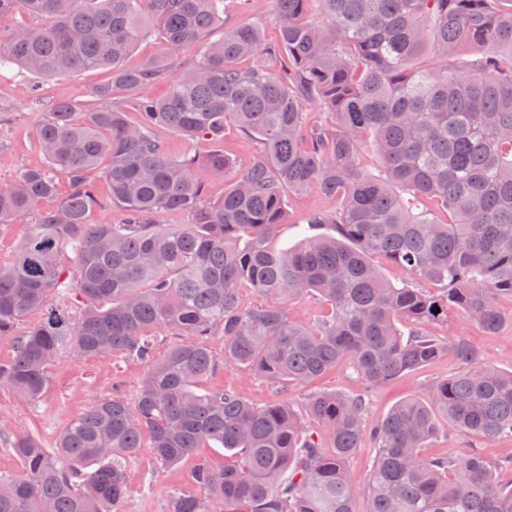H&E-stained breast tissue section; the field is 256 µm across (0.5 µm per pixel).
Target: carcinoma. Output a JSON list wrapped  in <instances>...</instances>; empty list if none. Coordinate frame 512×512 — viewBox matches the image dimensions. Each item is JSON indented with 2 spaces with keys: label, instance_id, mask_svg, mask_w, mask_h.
I'll use <instances>...</instances> for the list:
<instances>
[{
  "label": "carcinoma",
  "instance_id": "carcinoma-1",
  "mask_svg": "<svg viewBox=\"0 0 512 512\" xmlns=\"http://www.w3.org/2000/svg\"><path fill=\"white\" fill-rule=\"evenodd\" d=\"M224 2L0 0V16L42 21L0 32V69L17 64L46 80L112 70L90 111L57 98L37 132L43 166L0 188V224L37 212L0 264V338L14 343L0 388L40 397L63 352L146 364L134 403L100 398L55 448L14 434L21 473L0 480V512H117L122 460L146 433L164 466L210 441L237 455L221 468L199 460L191 480L205 497L177 495L169 512H355L348 461L367 435L377 448L369 512H512L501 461L474 448L421 453L440 435L439 415L486 444L512 437V370L483 363L463 336L446 342L427 330L461 310L494 334L504 321L497 300L512 297V0H273V41L266 18L234 22ZM150 35L165 53L124 67ZM190 49L200 62L173 75ZM165 80L164 97L134 96ZM313 99L329 123L306 124ZM229 124L261 145L245 170L222 151L202 162L174 156L153 134L161 126L220 141ZM364 146L381 168L360 166ZM201 164L231 176L218 201L205 195ZM95 170L110 185L105 199ZM60 174L65 196L37 210L58 195ZM310 190L336 198V212L311 215L296 246L271 248L292 196ZM114 208L121 223L91 220ZM169 212L190 222L168 228ZM323 224L335 234L319 233ZM375 256L443 289L395 285ZM244 287L264 304L244 305ZM74 290L85 305L77 320L54 307L16 334L24 317ZM312 295L330 314L315 326L291 320L288 303ZM158 329L194 341L158 355ZM444 351L460 370L428 400L407 398L373 423L363 395H312L305 411L324 425L326 448L287 402L256 407L222 388L195 391L222 364L286 387L341 361L371 391Z\"/></svg>",
  "mask_w": 512,
  "mask_h": 512
}]
</instances>
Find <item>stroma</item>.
Segmentation results:
<instances>
[{"instance_id":"1","label":"stroma","mask_w":512,"mask_h":512,"mask_svg":"<svg viewBox=\"0 0 512 512\" xmlns=\"http://www.w3.org/2000/svg\"><path fill=\"white\" fill-rule=\"evenodd\" d=\"M109 70L97 69L55 80H39L21 69L0 70V102L8 106L0 117V188L12 184L23 170L43 162L37 145V128L45 112L51 111L59 95H66L76 104H84L93 87L106 82ZM156 134L171 154L189 153L206 158L215 146L236 157L239 166H249L256 154L255 144L245 141L236 127H228L221 144L205 138L185 139L167 129ZM334 198L310 191L299 196L292 208L290 223L280 225L272 245L277 249L294 247L300 240L299 223L311 213L332 212ZM499 309L505 318L502 328L494 334L485 333L464 314H454L448 322L431 327L435 336L448 339L464 336L480 351L484 363L507 370L512 368V299L501 298ZM460 367L451 355L445 354L424 368L395 378L376 388L367 399L370 420L382 419L400 401L427 398L430 385L448 377ZM50 383L37 399L26 400L0 389V479H9L20 471V464L9 449L12 433H34L43 447L53 448L58 435L73 417L86 411L97 399L120 389L128 400H135L144 375V366L137 360L120 357H76L60 355L49 368ZM206 388H221L243 399L264 406L275 401L302 405L313 390H333L346 395L357 393L361 385L354 370L346 364L325 373L314 385L293 384L279 390L248 370L220 367L205 382ZM483 448L491 457L512 455V440L485 446L475 437L450 432L431 441L425 455L453 456L467 448ZM209 459L223 466L227 453L216 444L197 449L176 465L166 467L153 457L150 448L124 463L126 494L119 512H167L173 494L192 493L196 487L191 474L199 459Z\"/></svg>"}]
</instances>
